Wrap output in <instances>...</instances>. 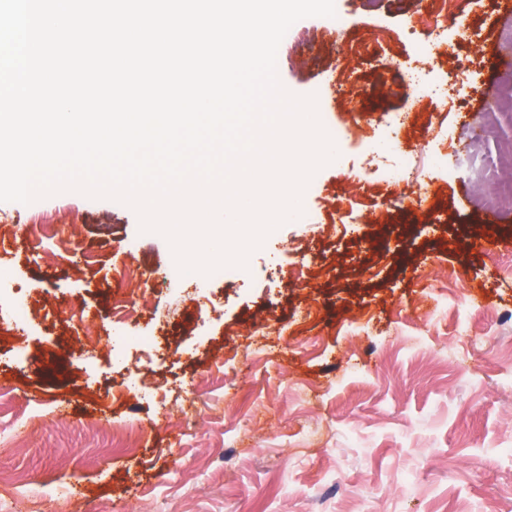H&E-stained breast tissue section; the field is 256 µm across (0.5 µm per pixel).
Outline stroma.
<instances>
[{"label":"stroma","mask_w":512,"mask_h":512,"mask_svg":"<svg viewBox=\"0 0 512 512\" xmlns=\"http://www.w3.org/2000/svg\"><path fill=\"white\" fill-rule=\"evenodd\" d=\"M454 2L437 30L426 0L292 25L279 78L338 156L242 277H171L113 200L0 202V294L29 303L0 317V498L25 494L0 512H512V15ZM374 34L390 52L348 53Z\"/></svg>","instance_id":"1"}]
</instances>
